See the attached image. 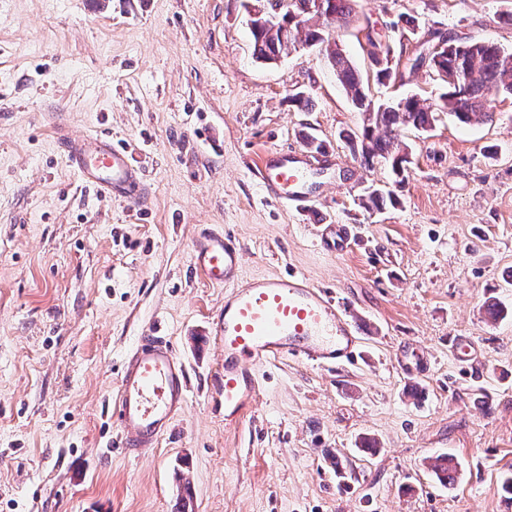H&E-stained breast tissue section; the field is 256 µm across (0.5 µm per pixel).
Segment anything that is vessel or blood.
Returning a JSON list of instances; mask_svg holds the SVG:
<instances>
[{
    "label": "vessel or blood",
    "mask_w": 512,
    "mask_h": 512,
    "mask_svg": "<svg viewBox=\"0 0 512 512\" xmlns=\"http://www.w3.org/2000/svg\"><path fill=\"white\" fill-rule=\"evenodd\" d=\"M82 183L111 199L142 204V170L128 147L111 135L65 136L60 140ZM262 189L281 205L313 208L321 199L307 182L309 166L297 153H269L261 162ZM324 247L344 249L354 235L346 224L318 229ZM244 253L235 237L204 228L194 242V267L224 289L216 327L224 348V410L238 414L256 397L252 369L290 359L321 369L355 363L364 341L362 324L334 290L297 274L241 281ZM188 371L175 347L147 329L126 356L109 406L120 444L141 454L157 447L174 417L187 405Z\"/></svg>",
    "instance_id": "b4317fda"
}]
</instances>
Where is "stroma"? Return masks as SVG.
<instances>
[{"label":"stroma","instance_id":"stroma-1","mask_svg":"<svg viewBox=\"0 0 512 512\" xmlns=\"http://www.w3.org/2000/svg\"><path fill=\"white\" fill-rule=\"evenodd\" d=\"M354 13L342 48L366 77L367 27L397 56L435 32L512 49V0H354ZM252 51L247 0H0V512H169L177 472L195 512H512V98L492 123L444 111L432 130H402L400 185L339 141L361 116L320 48L274 64ZM401 72L371 94L444 91L429 67ZM299 91L311 111L289 102ZM64 130L130 147L148 188L139 213L82 186L56 146ZM308 133L333 157L311 168L323 203L263 201L260 155L306 150ZM373 183L397 204L364 210ZM319 224L356 236L337 255ZM202 225L235 235L242 280L295 273L337 289L367 327L358 361L258 366L256 401L225 422L207 334L224 290L195 270ZM156 323L189 366V400L133 457L107 405ZM452 336L479 365L462 367ZM423 360L410 390L399 367ZM440 453L456 461L448 486L429 472Z\"/></svg>","mask_w":512,"mask_h":512}]
</instances>
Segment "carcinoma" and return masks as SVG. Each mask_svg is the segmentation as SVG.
I'll return each instance as SVG.
<instances>
[{"label":"carcinoma","instance_id":"cac0c4a2","mask_svg":"<svg viewBox=\"0 0 512 512\" xmlns=\"http://www.w3.org/2000/svg\"><path fill=\"white\" fill-rule=\"evenodd\" d=\"M324 2L328 13L324 18L310 13L302 24H291L284 32H252L253 56L265 63L280 59L300 46L325 47L336 81L363 116L361 134L343 135L346 147L367 168L378 163L390 167L396 183L406 180L411 164L408 145L397 138L398 129L428 131L433 127L440 108L454 115L462 124L491 122L495 117V101L488 99L487 91L494 89L501 95L512 96V50L493 43L452 41L448 43V50L431 60L430 67L438 74L443 71L460 73L465 84L462 87L446 84L447 92L441 97L443 105L416 94L369 113L362 77L343 50L330 43L328 31L330 19L338 28L350 23L353 0ZM388 202L395 203L392 193L373 185L361 198L363 207L372 212L382 210Z\"/></svg>","mask_w":512,"mask_h":512}]
</instances>
